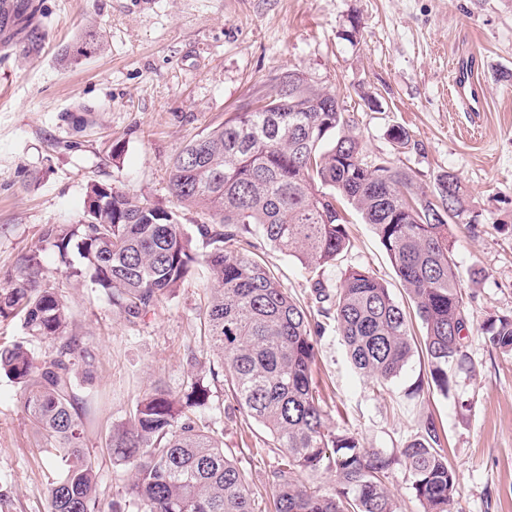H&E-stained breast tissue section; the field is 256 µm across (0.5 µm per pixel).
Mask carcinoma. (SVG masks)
I'll list each match as a JSON object with an SVG mask.
<instances>
[{
	"label": "carcinoma",
	"mask_w": 512,
	"mask_h": 512,
	"mask_svg": "<svg viewBox=\"0 0 512 512\" xmlns=\"http://www.w3.org/2000/svg\"><path fill=\"white\" fill-rule=\"evenodd\" d=\"M29 8L30 0H0V28L22 20ZM99 47L96 32L87 30L65 57H87ZM256 102L195 136L173 159L171 195L211 218L196 235L163 205L94 181L84 221L52 224L42 238L63 259L77 251L82 262L69 275L89 278L133 319L204 269L210 282L204 335L217 356L211 377H223L240 409L281 453L268 476L275 512H399L387 486L397 466L408 473L423 512H448L457 473L434 422L390 454L329 427L312 381L323 326L311 323L251 248L259 238L312 272L333 265L350 246L345 212L351 208L372 226L413 302L431 382L446 395L448 368L468 359L460 331L469 324L449 226L453 216L470 224L478 216L454 173L444 171L424 187L393 162L368 159L340 99L306 77ZM0 281V318L19 319L26 333L0 348V374L19 386L25 411L46 438L38 455L49 512H101L95 460L84 444L86 407L75 389L76 379L92 377L95 353L69 331V311L45 274L40 248L23 253ZM314 290L355 370L376 383L396 378L414 356L415 341L410 316L389 289L354 266L335 290L319 279ZM483 330L493 347L512 352L511 316L491 317ZM46 340L54 350L39 361L32 343ZM209 397L195 376L181 396L154 386L112 430L109 449L130 476L110 512H255L248 474L224 448L223 428L201 415ZM322 468L336 477L330 492L302 480Z\"/></svg>",
	"instance_id": "1"
}]
</instances>
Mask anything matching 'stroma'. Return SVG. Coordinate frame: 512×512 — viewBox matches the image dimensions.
Instances as JSON below:
<instances>
[{"label":"stroma","mask_w":512,"mask_h":512,"mask_svg":"<svg viewBox=\"0 0 512 512\" xmlns=\"http://www.w3.org/2000/svg\"><path fill=\"white\" fill-rule=\"evenodd\" d=\"M36 2L37 36L0 32V270L41 247L71 332L95 350V378L78 394L96 409L85 444L102 505L130 472L107 450L113 428L155 382L177 392L188 373L209 378L212 355L198 319L206 281L194 273L131 322L89 279L69 277L78 254L61 259L42 229L80 223L86 187L100 181L175 208L195 232L207 217L171 197L173 157L292 70L335 91L365 155L393 160L422 185L455 173L481 215L480 224L453 229L472 369L451 370L450 395H416L429 374L418 351L397 378L376 386L354 370L334 321L325 320L312 375L327 423L390 452L434 419L459 478L450 512H512V354L482 331L488 318L512 315V0ZM91 23L100 51L64 60ZM468 64L471 95L451 96L453 74ZM394 125L409 129L407 148L389 141ZM349 220L350 249L316 275L268 245L258 249L308 312L318 309L314 281L335 288L350 266L372 270L398 301L408 300L371 226L354 213ZM204 414L223 427L225 447L249 474L256 512H272L267 476L280 456L267 431L236 409L222 382L212 381ZM41 442L17 385L0 377V488L10 512H48Z\"/></svg>","instance_id":"obj_1"}]
</instances>
